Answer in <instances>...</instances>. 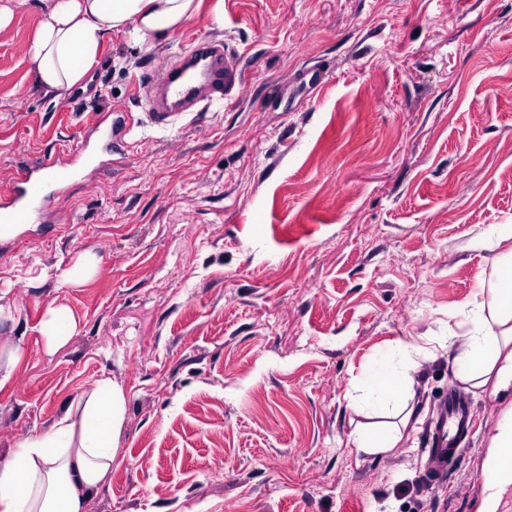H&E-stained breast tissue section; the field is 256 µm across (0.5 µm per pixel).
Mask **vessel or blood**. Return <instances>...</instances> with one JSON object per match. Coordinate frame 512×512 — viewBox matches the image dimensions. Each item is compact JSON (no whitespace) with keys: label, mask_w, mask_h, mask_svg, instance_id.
Segmentation results:
<instances>
[{"label":"vessel or blood","mask_w":512,"mask_h":512,"mask_svg":"<svg viewBox=\"0 0 512 512\" xmlns=\"http://www.w3.org/2000/svg\"><path fill=\"white\" fill-rule=\"evenodd\" d=\"M243 84L238 56L226 47L200 40L175 55L152 80L139 82L138 98L149 125L166 130L199 106L232 100ZM132 129L121 116L101 121L95 129L96 142L87 144L77 161L46 155L34 167L19 173L8 194L0 197V235L22 232L37 223L56 204L61 190L78 179L82 166L95 160L99 146L122 147ZM469 427L465 401L449 394L440 427L431 440L430 485L446 480L449 468L464 450L463 438Z\"/></svg>","instance_id":"b4317fda"}]
</instances>
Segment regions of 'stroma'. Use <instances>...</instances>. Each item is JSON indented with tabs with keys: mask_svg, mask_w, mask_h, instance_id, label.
Segmentation results:
<instances>
[{
	"mask_svg": "<svg viewBox=\"0 0 512 512\" xmlns=\"http://www.w3.org/2000/svg\"><path fill=\"white\" fill-rule=\"evenodd\" d=\"M0 29V187L71 158L104 113L139 118L136 77L210 38L246 70L240 95L136 128L53 212L0 239V455L79 415L96 381L127 404L110 483L88 512H512L483 480L512 396L458 383L449 332L512 251V0H202L166 43L112 33L61 97L26 47L47 17L18 0ZM320 65L319 93L291 92ZM92 251L97 274H61ZM76 329L50 345L48 307ZM414 416L366 453L353 410L399 344ZM474 431L447 483L425 438L450 386Z\"/></svg>",
	"mask_w": 512,
	"mask_h": 512,
	"instance_id": "obj_1",
	"label": "stroma"
}]
</instances>
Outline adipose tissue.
Instances as JSON below:
<instances>
[{
	"label": "adipose tissue",
	"instance_id": "ef3b65f1",
	"mask_svg": "<svg viewBox=\"0 0 512 512\" xmlns=\"http://www.w3.org/2000/svg\"><path fill=\"white\" fill-rule=\"evenodd\" d=\"M49 15L34 31L27 58L45 93L72 90L94 68L104 39L132 29L139 45L166 41L199 8L198 0H50ZM455 376L491 395H512V275L491 281L476 305L468 329L459 334ZM397 346L382 372L370 375L357 400L375 409L390 402L403 385L401 363L415 352ZM126 397L120 385L100 380L86 396L80 421L64 414L51 431L24 439L0 456V512H86L109 482L119 451ZM399 423L357 433L356 447L385 452L397 447L412 411L400 405Z\"/></svg>",
	"mask_w": 512,
	"mask_h": 512
}]
</instances>
